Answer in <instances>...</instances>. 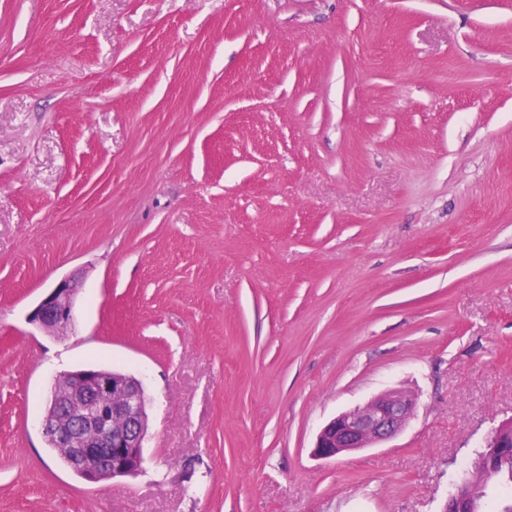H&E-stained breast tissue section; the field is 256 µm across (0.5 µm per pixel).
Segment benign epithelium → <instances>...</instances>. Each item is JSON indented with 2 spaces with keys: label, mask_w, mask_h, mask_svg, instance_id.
Listing matches in <instances>:
<instances>
[{
  "label": "benign epithelium",
  "mask_w": 512,
  "mask_h": 512,
  "mask_svg": "<svg viewBox=\"0 0 512 512\" xmlns=\"http://www.w3.org/2000/svg\"><path fill=\"white\" fill-rule=\"evenodd\" d=\"M78 292L76 277L63 278L31 310L29 324L49 336L67 332ZM414 408L410 395L385 391L330 420L317 435L313 455L332 459L375 448L404 429ZM40 431L68 468L88 484L134 476L142 468L148 431L143 383L134 375L97 366L61 373L54 379ZM483 448L491 459L512 455V418L492 430ZM487 476L488 470L474 468L456 483L442 512H479Z\"/></svg>",
  "instance_id": "obj_1"
}]
</instances>
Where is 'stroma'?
Instances as JSON below:
<instances>
[{
  "label": "stroma",
  "mask_w": 512,
  "mask_h": 512,
  "mask_svg": "<svg viewBox=\"0 0 512 512\" xmlns=\"http://www.w3.org/2000/svg\"><path fill=\"white\" fill-rule=\"evenodd\" d=\"M87 365L149 415L96 487L36 424ZM511 417L512 0H0V512H441ZM78 292L79 280L75 276L63 278L31 310L29 324L48 336L63 335L73 324ZM415 408L407 393L389 390L364 406L345 411L330 420L319 432L313 455L332 459L344 453L375 448L397 436Z\"/></svg>",
  "instance_id": "1"
}]
</instances>
